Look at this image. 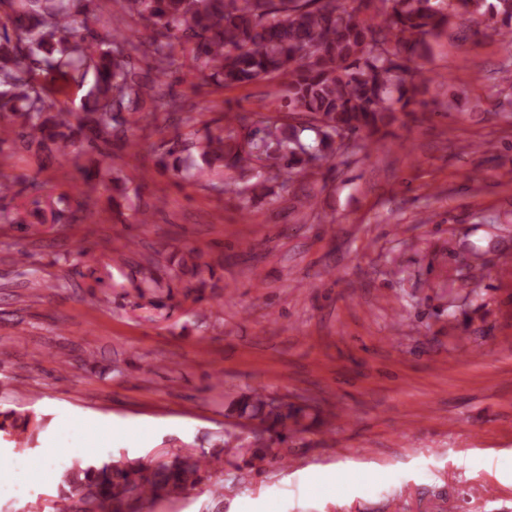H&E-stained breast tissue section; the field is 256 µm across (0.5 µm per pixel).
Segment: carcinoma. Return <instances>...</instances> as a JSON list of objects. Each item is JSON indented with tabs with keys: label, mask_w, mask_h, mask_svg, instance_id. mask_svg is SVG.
Segmentation results:
<instances>
[{
	"label": "carcinoma",
	"mask_w": 512,
	"mask_h": 512,
	"mask_svg": "<svg viewBox=\"0 0 512 512\" xmlns=\"http://www.w3.org/2000/svg\"><path fill=\"white\" fill-rule=\"evenodd\" d=\"M99 0H0L7 9L0 22V129L26 151H47L68 161L98 141L116 137L131 145L126 132L145 119L144 106L180 108L161 91L160 77L190 60L200 78L219 87L257 80L277 82L274 95L293 122L271 121L255 112L224 116L211 131L178 133L165 143L158 165L193 182H210L212 165L241 170L242 203L266 183L314 169L346 141L379 142L395 119L410 114L422 86L411 64L429 41L461 22L479 25L498 19L512 38V0H115L123 15L151 28L150 60L139 66L133 42L118 29L99 28ZM74 83L86 88L82 112L70 120L59 96ZM144 258L135 288L140 295L172 298V285L184 297L205 299V275L197 249L169 261ZM240 418L255 422L260 448H229L220 438L211 451L173 454L148 463L127 459L75 462L61 470L50 512H149L162 501L187 496L224 469V457L250 455L281 465L277 445L300 424L302 408L254 390L232 405ZM40 420L33 412L0 411V437L33 443Z\"/></svg>",
	"instance_id": "carcinoma-1"
}]
</instances>
